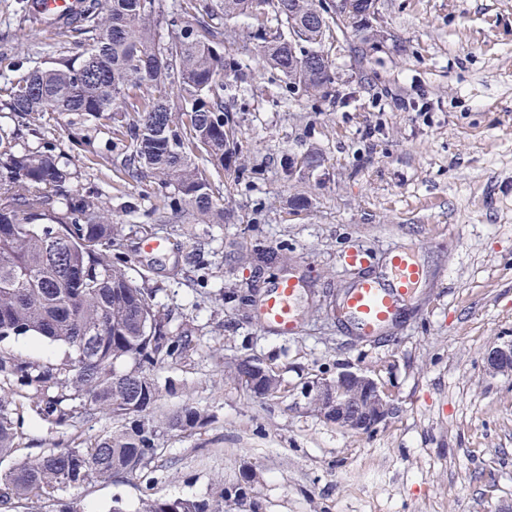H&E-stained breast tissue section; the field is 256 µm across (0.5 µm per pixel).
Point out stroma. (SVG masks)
I'll return each mask as SVG.
<instances>
[{"label": "stroma", "mask_w": 512, "mask_h": 512, "mask_svg": "<svg viewBox=\"0 0 512 512\" xmlns=\"http://www.w3.org/2000/svg\"><path fill=\"white\" fill-rule=\"evenodd\" d=\"M23 0H0V68L28 72L75 52L64 26L27 21ZM386 31L377 50L341 35L331 47L336 94L312 105L283 97L275 74L253 69L231 104L244 169L213 174L224 224L156 221L157 185L130 179L113 133L77 167L122 226L113 259L156 289L190 347L156 366L160 390L146 422L161 431L152 471L69 491L79 512H137L152 498L217 500L253 473L256 512H502L512 505V375L488 376V347L512 341V0H376ZM414 102L400 109L398 99ZM323 154L322 167L286 179L285 158ZM304 207H295L296 199ZM165 240L159 251L145 239ZM287 260L257 270L253 245ZM415 252L422 279L389 335L366 342L332 307L391 249ZM364 252L367 268L345 265ZM193 262H186V254ZM295 271L305 280L302 331L279 336L256 307L225 291ZM257 357L281 380L258 397L230 374ZM350 366L391 395L386 422L348 432L308 408V381ZM22 416L14 459L82 441L121 422L98 414L55 427L13 396ZM195 408L197 428L167 429Z\"/></svg>", "instance_id": "35a3bbf8"}]
</instances>
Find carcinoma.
I'll return each instance as SVG.
<instances>
[{"label": "carcinoma", "mask_w": 512, "mask_h": 512, "mask_svg": "<svg viewBox=\"0 0 512 512\" xmlns=\"http://www.w3.org/2000/svg\"><path fill=\"white\" fill-rule=\"evenodd\" d=\"M346 2L345 13L320 18L323 0H269L263 14L255 0H81L65 23L81 35L79 51L3 78V107L22 124L0 126V341L35 336L65 347V356L44 365L0 351V460L16 448V388L29 391L37 414L58 426L97 413L129 426L14 462L0 471L1 504L44 499L55 512H77L64 498L68 490L147 469L158 451L157 427L141 420L159 397L151 368L191 344L187 334L173 338L155 290L139 287L112 260L120 225L101 193L78 187L72 160L44 139L43 120H108L122 129L125 174L153 178L172 214L222 224L224 202L207 168L221 171L241 160L239 125L224 104L236 86L227 79L243 76L257 59L280 76L285 94L314 103L327 98L335 66L326 42L350 30L375 50L384 33L375 0ZM240 18L247 27L226 53L222 26ZM290 21L307 29L301 46L288 40ZM64 128L76 155L95 153L78 122ZM26 134L37 146H20ZM124 361L132 366L117 369ZM250 366L244 359L232 374L263 395L279 391L270 370L251 383ZM201 422L186 408L168 428L186 431ZM138 512L221 510L208 499L176 498L147 499Z\"/></svg>", "instance_id": "obj_1"}]
</instances>
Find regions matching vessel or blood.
<instances>
[{
    "label": "vessel or blood",
    "instance_id": "b4317fda",
    "mask_svg": "<svg viewBox=\"0 0 512 512\" xmlns=\"http://www.w3.org/2000/svg\"><path fill=\"white\" fill-rule=\"evenodd\" d=\"M388 271L389 276L384 280L373 276L361 278L344 300L345 313L355 332L367 341L386 334L397 322L422 277L420 267L407 249L390 255ZM299 286V281L291 277L278 280L261 302V324L282 336L299 335L301 322L294 309Z\"/></svg>",
    "mask_w": 512,
    "mask_h": 512
}]
</instances>
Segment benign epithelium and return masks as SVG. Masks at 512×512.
<instances>
[{"instance_id":"7a95c632","label":"benign epithelium","mask_w":512,"mask_h":512,"mask_svg":"<svg viewBox=\"0 0 512 512\" xmlns=\"http://www.w3.org/2000/svg\"><path fill=\"white\" fill-rule=\"evenodd\" d=\"M490 375L512 373V345L495 346L485 357ZM308 404L327 421L350 432L373 430L392 410L387 391L375 379L360 370L346 367L332 379H316L303 391ZM254 481L247 474L240 486L224 488V501L238 504Z\"/></svg>"}]
</instances>
